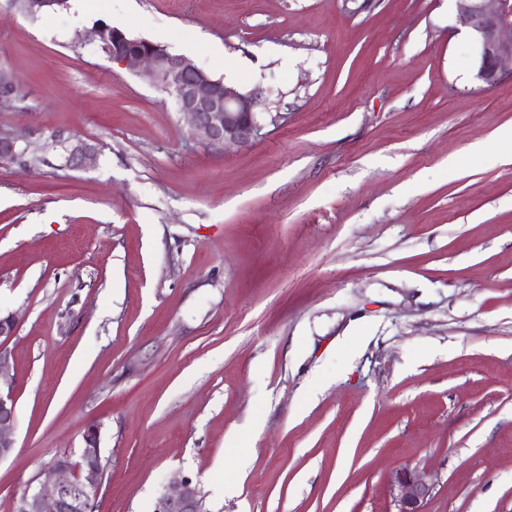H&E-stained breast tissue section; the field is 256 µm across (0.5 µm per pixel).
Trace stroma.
<instances>
[{
  "label": "stroma",
  "instance_id": "1",
  "mask_svg": "<svg viewBox=\"0 0 512 512\" xmlns=\"http://www.w3.org/2000/svg\"><path fill=\"white\" fill-rule=\"evenodd\" d=\"M0 0V313L16 446L0 512L100 429L97 512H512V78L475 81L459 0ZM256 95L245 145L192 140L97 22ZM244 59L226 75L224 63ZM100 150L73 170L61 144ZM20 95L19 84L14 75L5 70L0 69V107H9L15 102ZM29 143L27 137L17 133L0 132V162L15 163L24 162L25 146ZM24 151V152H23ZM391 487L396 493L395 512H425L423 507L434 495L436 480L425 471L406 467L395 472ZM155 512H205L197 484L188 477L168 482L157 499Z\"/></svg>",
  "mask_w": 512,
  "mask_h": 512
}]
</instances>
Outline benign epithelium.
<instances>
[{
	"label": "benign epithelium",
	"instance_id": "benign-epithelium-1",
	"mask_svg": "<svg viewBox=\"0 0 512 512\" xmlns=\"http://www.w3.org/2000/svg\"><path fill=\"white\" fill-rule=\"evenodd\" d=\"M461 15L476 48V79L492 87L512 69V0H459ZM112 60L144 68V75L169 92L178 111L189 121L190 136L212 145H244L263 128L255 112V98L215 79L194 62L148 40L134 46L126 34L112 30V46H102ZM20 95L14 75L0 69V107H9ZM26 136L0 132V162L24 161ZM65 165L80 168L96 164L99 151L84 141L62 145ZM16 319L0 316V459L15 448L16 402L13 395L10 356L4 342L14 336ZM78 456L60 454L16 498L14 512H89L104 485L106 459L100 447V431L88 428ZM397 512H424L434 495L435 478L417 468H403L391 478ZM155 512H204L201 492L187 477L168 482L160 493Z\"/></svg>",
	"mask_w": 512,
	"mask_h": 512
}]
</instances>
